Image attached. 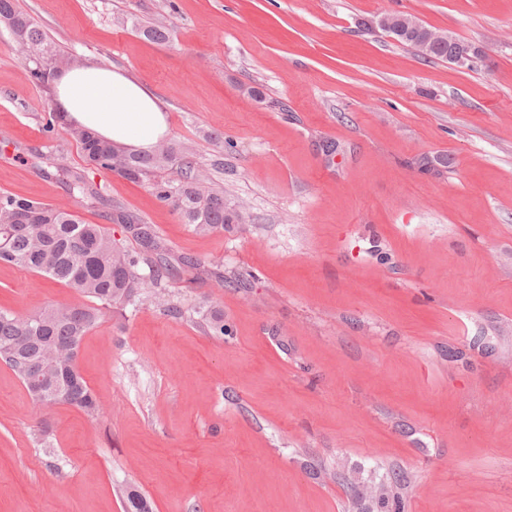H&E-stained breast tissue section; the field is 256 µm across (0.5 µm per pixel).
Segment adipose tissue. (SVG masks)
<instances>
[{
    "mask_svg": "<svg viewBox=\"0 0 512 512\" xmlns=\"http://www.w3.org/2000/svg\"><path fill=\"white\" fill-rule=\"evenodd\" d=\"M55 87L69 124L127 150H151L169 133L159 98L121 69L80 64L59 74Z\"/></svg>",
    "mask_w": 512,
    "mask_h": 512,
    "instance_id": "adipose-tissue-1",
    "label": "adipose tissue"
}]
</instances>
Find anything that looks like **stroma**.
Wrapping results in <instances>:
<instances>
[{
  "label": "stroma",
  "mask_w": 512,
  "mask_h": 512,
  "mask_svg": "<svg viewBox=\"0 0 512 512\" xmlns=\"http://www.w3.org/2000/svg\"><path fill=\"white\" fill-rule=\"evenodd\" d=\"M64 53L124 69L170 139L250 221L201 237L148 184L87 176L92 207L32 154L83 169L54 90L0 26V194L107 225L138 213L175 256L240 283L171 281L223 336L144 306L106 313L78 368L99 401L36 411L0 363V512H355L401 472L406 512H512V0H18ZM416 16L476 48L427 60L369 31ZM125 25H116V17ZM164 24L170 39L142 35ZM80 297L0 262V308Z\"/></svg>",
  "instance_id": "35a3bbf8"
}]
</instances>
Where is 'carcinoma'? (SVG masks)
I'll return each instance as SVG.
<instances>
[{
	"label": "carcinoma",
	"mask_w": 512,
	"mask_h": 512,
	"mask_svg": "<svg viewBox=\"0 0 512 512\" xmlns=\"http://www.w3.org/2000/svg\"><path fill=\"white\" fill-rule=\"evenodd\" d=\"M0 23L23 35L29 76L37 84H47L41 60L62 53L15 0H0ZM68 133L87 166L148 183L155 198L176 211L195 233L221 234L228 224L247 223L245 214L224 202V192L198 169L193 146L175 142L173 151L162 157L153 150L124 151L79 127ZM172 168L179 170V178L162 176ZM43 174L65 182L71 193L92 205L106 202L100 188L67 165L56 164ZM108 219L122 225L140 250L124 246L107 228L86 224L63 206L0 195V261L61 280L86 298L75 305L48 307L33 316L0 309V362L18 376L38 408L66 404L88 415L98 412L97 397L80 373L77 358L81 341L104 310L149 304L165 315H180L182 307L166 292L173 277L227 283L224 273L206 262L171 255L154 229L120 204L111 205ZM142 263L148 266L146 275L139 271ZM204 321L209 335H224L223 311L208 310ZM408 484L402 473L387 476L371 487V506L361 512H405ZM125 508L126 512H152L150 501L135 488L125 492Z\"/></svg>",
	"instance_id": "obj_1"
}]
</instances>
